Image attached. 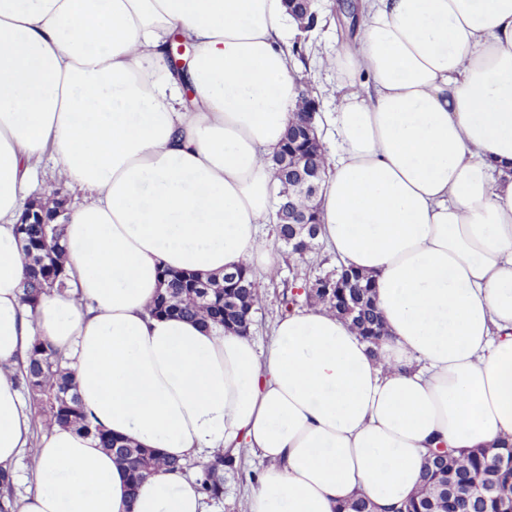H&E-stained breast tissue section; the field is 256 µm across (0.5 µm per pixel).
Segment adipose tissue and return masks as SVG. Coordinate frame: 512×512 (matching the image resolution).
Instances as JSON below:
<instances>
[{"instance_id":"ef3b65f1","label":"adipose tissue","mask_w":512,"mask_h":512,"mask_svg":"<svg viewBox=\"0 0 512 512\" xmlns=\"http://www.w3.org/2000/svg\"><path fill=\"white\" fill-rule=\"evenodd\" d=\"M284 0H0V465L32 415L2 365L35 341L80 408L165 457L247 446L267 462L248 512L379 507L412 493L436 443H512V0H375L329 58L349 90L319 239L374 284L379 354L320 308L271 344L151 313L160 273L269 275L272 157L298 88ZM189 38L194 107L165 63ZM52 154L90 195L64 226L69 288L22 302L16 225ZM19 512H207L194 478L136 497L90 436L44 431Z\"/></svg>"}]
</instances>
